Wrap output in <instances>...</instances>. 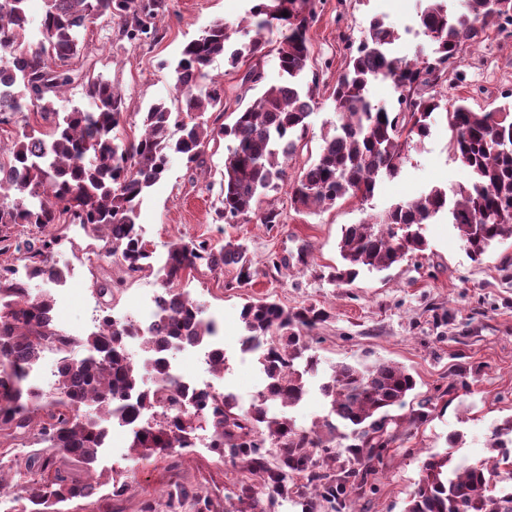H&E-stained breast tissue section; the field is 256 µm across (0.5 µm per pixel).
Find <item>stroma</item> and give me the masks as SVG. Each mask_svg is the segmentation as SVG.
I'll return each mask as SVG.
<instances>
[{"label":"stroma","instance_id":"1","mask_svg":"<svg viewBox=\"0 0 512 512\" xmlns=\"http://www.w3.org/2000/svg\"><path fill=\"white\" fill-rule=\"evenodd\" d=\"M167 3V11L157 20L155 42L133 45L121 40L114 22L95 24L82 36V54L93 64L91 76L112 82L125 100L126 120L116 130L124 140L139 136L142 111L168 98L171 67L183 47L215 20L235 23L246 18L252 6V0ZM418 7L419 0H322L308 32L317 78L308 145L289 161V174L301 170L319 151L327 131L340 122L332 92L346 68L350 44L361 39L377 15L397 34L392 52L412 58L424 43L423 37L408 32L417 23ZM510 90L512 26L504 31L488 28L482 43L464 48L440 92L448 100L464 97L474 109L490 110ZM454 136L446 114H437L430 136L411 151L402 173L381 180L373 198L364 203L346 198L329 208L299 212L291 207L287 188L266 192L256 209L279 212L281 220L276 224H262L252 216L230 224L219 219L216 207L229 154V143L223 140L200 168L172 156L166 178L149 189L138 212L141 234L159 257L178 238L206 239L217 245L234 240L247 247L257 271L249 283L237 284L234 267L214 270L204 264L180 282L224 329V389L236 395L241 407H249L264 384L254 356L240 349L239 313L250 300L268 298L288 308L316 304L329 314L312 343L320 358L317 376L309 381L308 396L288 412L299 428H311L326 415L318 384L336 364L391 361L413 373L417 386L397 414L409 416L412 407L427 400L433 407L431 415L424 424L402 428L396 447L375 466L374 493L357 501L353 512H403L427 453L448 451L457 462L490 457L492 429L512 417L511 240L494 245L481 262H474L442 215L422 227L427 241L423 254L384 271L362 272L349 285L338 286L328 279L331 268L340 263L338 242L344 225L380 213L392 203L415 199L430 187L453 189L468 181V171L453 154ZM54 232L63 243L53 261L69 271L61 309L80 319V335L95 327L96 277L111 275V314L118 318L140 315V299L158 291L155 277L129 276L116 263L103 270L73 253L69 239L79 235L78 226L59 224ZM274 256L279 259L275 265L270 262ZM455 432L459 442L447 448L445 439ZM95 468L135 472L134 488L118 503L123 512H141L146 501L160 503L175 472L220 507L239 476L209 449L141 457L131 454L124 443L101 449Z\"/></svg>","mask_w":512,"mask_h":512}]
</instances>
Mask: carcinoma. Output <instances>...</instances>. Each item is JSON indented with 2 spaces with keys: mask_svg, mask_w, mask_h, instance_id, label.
Here are the masks:
<instances>
[{
  "mask_svg": "<svg viewBox=\"0 0 512 512\" xmlns=\"http://www.w3.org/2000/svg\"><path fill=\"white\" fill-rule=\"evenodd\" d=\"M27 0H0V125L22 123L7 160L0 161V254L13 251L23 267L57 282L65 279L52 264L60 246L51 232L56 224H86L112 235L105 262L118 260L133 276L157 273L156 298L163 334L129 320L79 339L83 359L62 362L53 391L27 382L26 366L35 364L61 333L52 319L53 298L31 296L30 284L16 276V265L0 263V448L32 449L15 457L21 493L11 512H52L65 502L91 496L102 485L114 498L132 488L131 476H103L92 471L108 434V425L132 426V452L146 456L188 445L189 416L209 428V448L250 477L239 480L225 499L224 512H269L276 497H297L301 512H344L374 491L371 466L397 442L393 426L403 418L390 414L415 390V377L403 366L380 362L368 367L340 364L319 390L328 415L311 430L274 412L290 408L308 394L307 377L319 359L311 333L328 313L314 305L286 309L273 300L243 305L242 348L258 354L266 383L247 409L231 392L193 393L177 388H144L129 356L127 337L139 336L152 354L156 381L167 377L164 341L205 347L216 334L215 321L178 287L184 274L200 264L231 265L238 281L256 274L240 243L213 245L207 240L169 243L162 265L136 226L146 192L166 177L171 156L201 167L211 143L233 141L224 163V189L218 215L225 220L254 212L267 191L288 187L294 208L331 206L347 196L371 199L380 178L397 176L412 149L431 133L434 114L444 112L456 131L453 151L469 169L471 180L448 193L434 186L415 200L397 202L372 223L362 220L342 229L343 265L329 279L350 284L366 269L385 270L425 248L421 225L444 212L475 261L489 248L512 238V100L477 112L464 99L454 103L435 92L448 81V69L465 45L483 42L491 25H512V0H467L457 12L449 0H420L418 24L429 45L408 60L390 51L396 36L374 17L333 92L341 123L323 138L316 158L292 179L288 161L307 133L316 81L305 83L311 64L310 26L315 0H259L240 28L243 41L227 50L232 26L213 22L181 51L170 99L151 104L141 115L143 132L125 141L114 131L124 121L125 101L112 82L85 83L86 102L63 111L48 95L74 83L66 63L79 52V37L100 19L116 20L121 37L140 42L159 37L155 20L167 11L166 0H44L37 28L30 27ZM288 16H282V13ZM277 28L279 81L266 86L251 104L224 116V86L207 67L219 56L232 67L255 61L245 81L264 79L265 31ZM392 81L401 90L398 109L374 104L369 84ZM218 112L215 120L206 114ZM49 124H32L28 113ZM18 224L36 228L43 238L20 243ZM147 413L154 423L139 427ZM347 440V458L336 456V441ZM512 418L492 432L489 447L497 455L477 463L450 466L448 453H433L403 512H512ZM67 458L79 478L56 466ZM213 512L212 501L178 477H172L163 512Z\"/></svg>",
  "mask_w": 512,
  "mask_h": 512,
  "instance_id": "carcinoma-1",
  "label": "carcinoma"
}]
</instances>
